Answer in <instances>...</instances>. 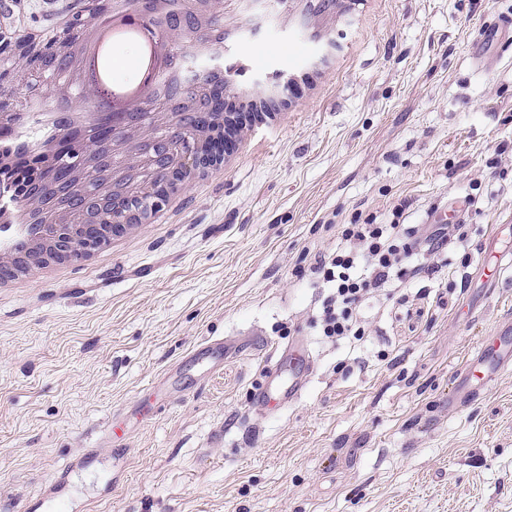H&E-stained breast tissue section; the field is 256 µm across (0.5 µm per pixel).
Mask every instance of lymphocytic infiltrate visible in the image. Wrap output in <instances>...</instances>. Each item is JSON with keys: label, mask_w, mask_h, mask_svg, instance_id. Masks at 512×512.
<instances>
[{"label": "lymphocytic infiltrate", "mask_w": 512, "mask_h": 512, "mask_svg": "<svg viewBox=\"0 0 512 512\" xmlns=\"http://www.w3.org/2000/svg\"><path fill=\"white\" fill-rule=\"evenodd\" d=\"M448 230L444 224L424 233L415 225L377 223L372 215L359 224L341 225L335 251L317 256L312 267L330 290L320 314L324 336L361 339L364 331L357 313L362 302L392 280L433 274V267L418 263L417 258L441 251Z\"/></svg>", "instance_id": "obj_1"}]
</instances>
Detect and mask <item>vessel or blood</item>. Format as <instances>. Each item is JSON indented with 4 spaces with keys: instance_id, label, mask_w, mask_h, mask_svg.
<instances>
[{
    "instance_id": "obj_1",
    "label": "vessel or blood",
    "mask_w": 512,
    "mask_h": 512,
    "mask_svg": "<svg viewBox=\"0 0 512 512\" xmlns=\"http://www.w3.org/2000/svg\"><path fill=\"white\" fill-rule=\"evenodd\" d=\"M512 48V16H506L489 24L484 30L482 42L471 48L476 63L485 69L493 68L503 50ZM470 204L467 198H455L444 207L430 210L425 218L429 224H458L463 222ZM505 334L502 337H484L477 350L456 371L448 389L446 402L457 408L466 406L478 398L495 377L505 368L512 366V319L500 322ZM232 342L221 338L195 345L189 352L190 359L203 363L202 376L217 372L224 364V353L232 349ZM314 369L313 359L305 337L292 338L288 344L277 348L273 360L262 368V380L252 392L254 408L282 409L297 402L307 385ZM180 363H173L150 386L153 409H161L178 392ZM92 458L68 464L59 473L55 482L44 491L43 499L59 512H72L73 504L66 496L69 476L77 470L92 466Z\"/></svg>"
}]
</instances>
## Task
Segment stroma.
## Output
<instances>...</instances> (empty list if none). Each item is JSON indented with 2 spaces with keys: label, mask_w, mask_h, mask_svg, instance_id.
Here are the masks:
<instances>
[{
  "label": "stroma",
  "mask_w": 512,
  "mask_h": 512,
  "mask_svg": "<svg viewBox=\"0 0 512 512\" xmlns=\"http://www.w3.org/2000/svg\"><path fill=\"white\" fill-rule=\"evenodd\" d=\"M512 0H379L335 35L328 91L284 126H257L237 168L188 190L167 223L95 263L0 293V512H29L67 460L93 451L72 494L93 512H512V368L465 408L448 383L512 317V267L481 281L484 249L512 254V49L493 73L470 54ZM313 49L268 24L251 72L304 67ZM472 199L438 270L365 302L362 339L323 336L328 291L310 271L361 214L422 223ZM333 228H326L327 220ZM306 336L301 399L252 408L261 367ZM239 351L201 388L120 442L111 419L196 344ZM124 482L99 497L108 472Z\"/></svg>",
  "instance_id": "stroma-1"
}]
</instances>
